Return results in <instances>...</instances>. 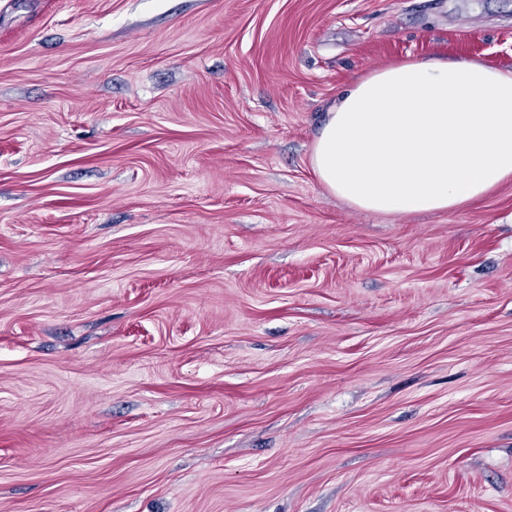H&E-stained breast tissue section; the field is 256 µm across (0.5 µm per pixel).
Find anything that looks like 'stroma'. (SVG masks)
Listing matches in <instances>:
<instances>
[{
  "label": "stroma",
  "mask_w": 512,
  "mask_h": 512,
  "mask_svg": "<svg viewBox=\"0 0 512 512\" xmlns=\"http://www.w3.org/2000/svg\"><path fill=\"white\" fill-rule=\"evenodd\" d=\"M409 58L512 0H0V512H512V182L310 165Z\"/></svg>",
  "instance_id": "35a3bbf8"
}]
</instances>
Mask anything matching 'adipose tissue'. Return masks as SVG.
I'll return each mask as SVG.
<instances>
[{
  "instance_id": "ef3b65f1",
  "label": "adipose tissue",
  "mask_w": 512,
  "mask_h": 512,
  "mask_svg": "<svg viewBox=\"0 0 512 512\" xmlns=\"http://www.w3.org/2000/svg\"><path fill=\"white\" fill-rule=\"evenodd\" d=\"M310 163L351 207L446 211L512 181V71L413 59L372 71L330 105Z\"/></svg>"
}]
</instances>
